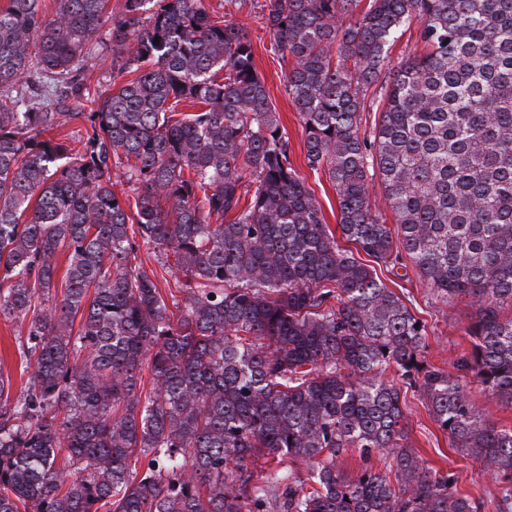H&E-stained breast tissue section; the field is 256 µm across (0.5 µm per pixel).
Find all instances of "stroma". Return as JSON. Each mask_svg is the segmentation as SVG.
<instances>
[{
	"instance_id": "35a3bbf8",
	"label": "stroma",
	"mask_w": 512,
	"mask_h": 512,
	"mask_svg": "<svg viewBox=\"0 0 512 512\" xmlns=\"http://www.w3.org/2000/svg\"><path fill=\"white\" fill-rule=\"evenodd\" d=\"M264 0H251L240 7L234 0H206L207 8L222 14L228 22L244 27L252 42L255 67L269 93V101L279 116L280 126L289 138L290 157L294 167L314 190L331 232H338L339 211L336 192L324 175L315 174L305 161V141L299 114L284 90L285 74L290 63L283 59L264 24ZM377 275L396 292L413 296L415 314L424 318L428 327L431 363L451 368L456 357L468 346L463 333L472 309L462 303L444 304L431 302L429 291L422 284L414 268L387 271L378 267ZM16 325L7 318H0V370L9 375L12 396L22 394L26 382L20 370V359L15 342ZM404 413L410 429V441L427 466L448 472L464 471L466 477L460 488L475 497L488 496L495 491L497 481L492 472L481 469L478 463L465 459L449 447L447 434L443 433L430 417L421 397L406 395Z\"/></svg>"
}]
</instances>
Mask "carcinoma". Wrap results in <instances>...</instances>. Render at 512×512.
I'll return each instance as SVG.
<instances>
[{"mask_svg":"<svg viewBox=\"0 0 512 512\" xmlns=\"http://www.w3.org/2000/svg\"><path fill=\"white\" fill-rule=\"evenodd\" d=\"M359 5L263 14L353 251L293 167L247 32L205 0L0 9V317L27 374L14 399L0 370V512H484L409 442V391L512 512V429L464 383L512 406V0ZM414 20L421 50L390 65ZM104 26L112 87L60 111ZM368 99L382 110L363 133ZM68 119L85 133L59 137ZM356 250L474 308L456 373ZM352 448L382 468L345 475ZM467 390L470 397L483 409L492 422L501 428H512V408L510 406L501 405L500 402L493 399L476 379H471Z\"/></svg>","mask_w":512,"mask_h":512,"instance_id":"cac0c4a2","label":"carcinoma"}]
</instances>
